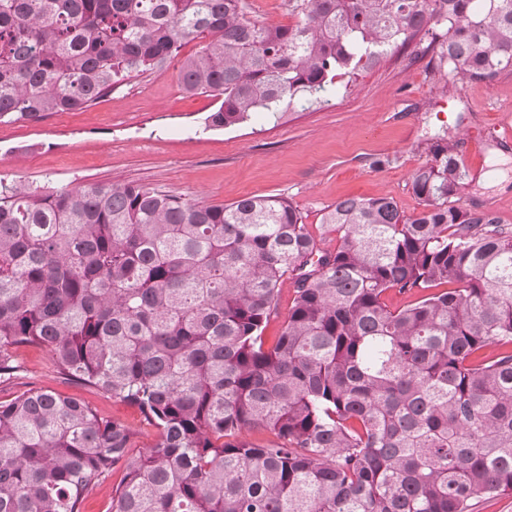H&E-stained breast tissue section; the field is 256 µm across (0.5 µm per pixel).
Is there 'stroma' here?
<instances>
[{"label":"stroma","instance_id":"stroma-1","mask_svg":"<svg viewBox=\"0 0 512 512\" xmlns=\"http://www.w3.org/2000/svg\"><path fill=\"white\" fill-rule=\"evenodd\" d=\"M178 62L128 79L95 105L54 112L38 122H0V176L37 185L145 183L209 204L281 195L307 224L347 197L394 198L419 211L410 178L430 160L431 139L456 142L469 186L453 198L464 210L488 211L512 232V177L495 181V160L512 161V69L492 82L464 79L442 92L431 54L392 53L380 64L335 79L319 103L282 117L204 130L213 97L184 93ZM23 371L0 388L8 399L30 389L88 402L137 430L138 447L154 432L139 411L63 380L45 349H20Z\"/></svg>","mask_w":512,"mask_h":512}]
</instances>
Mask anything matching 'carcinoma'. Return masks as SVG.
I'll use <instances>...</instances> for the list:
<instances>
[{
	"mask_svg": "<svg viewBox=\"0 0 512 512\" xmlns=\"http://www.w3.org/2000/svg\"><path fill=\"white\" fill-rule=\"evenodd\" d=\"M288 13L0 0V121L88 108L175 59L185 92L217 99L206 130L311 104L339 76L417 54L421 36L444 91L512 69V0H288ZM429 152L411 175L419 212L340 200L322 217L329 248L283 196L223 206L0 176V385L20 348H44L61 378L156 430L136 453L137 431L77 398L0 401V512H81L116 468L112 512H472L511 494L512 235L448 205L467 170L445 138ZM388 290L421 298L392 310ZM254 429L273 439L248 441ZM293 295V290L288 284V281L285 283L282 288L279 304H278V314L273 315L270 318V323L265 330L264 336H268L267 338V346L271 344V336H276L279 330L281 329L282 323L285 319V316L288 312V306L291 302V298Z\"/></svg>",
	"mask_w": 512,
	"mask_h": 512,
	"instance_id": "carcinoma-1",
	"label": "carcinoma"
}]
</instances>
